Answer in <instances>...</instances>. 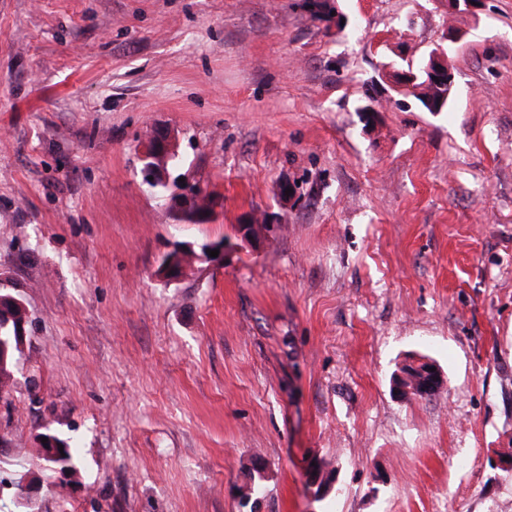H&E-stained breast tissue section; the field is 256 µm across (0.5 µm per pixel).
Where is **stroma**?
<instances>
[{
    "label": "stroma",
    "instance_id": "stroma-1",
    "mask_svg": "<svg viewBox=\"0 0 512 512\" xmlns=\"http://www.w3.org/2000/svg\"><path fill=\"white\" fill-rule=\"evenodd\" d=\"M329 2L342 32L303 0H0V292L27 313L0 512H248L253 485L259 512H512V0ZM451 24L447 111L376 86ZM158 128L215 223L144 184ZM247 214L279 219L260 248L162 281ZM411 354L439 392L392 391ZM200 189L190 188L189 193L185 195L177 205L174 197H163L162 199L168 203H174L181 212V223H189L187 220L191 218L193 221L202 222L201 224H212L214 222L213 205L210 197ZM231 246L224 241L211 242L207 247L202 248V254L199 255L194 246L190 243L176 246L174 250L169 252L166 257L161 260L160 270L158 269L159 276L166 283H175L179 281L185 274L188 263L196 260L216 263L217 265H224V259L228 255ZM219 249L218 257H210L208 250ZM408 366H412L414 368L425 366L423 370H420L423 375L422 385L418 390L417 395L413 396L414 398L420 399L421 396L426 397L432 390L442 387L444 385L443 375L433 362L421 358H415L414 361L406 363L404 366L401 367V369ZM430 368H436V371H430ZM401 369L396 373L397 379H402L406 377V374L402 372Z\"/></svg>",
    "mask_w": 512,
    "mask_h": 512
}]
</instances>
